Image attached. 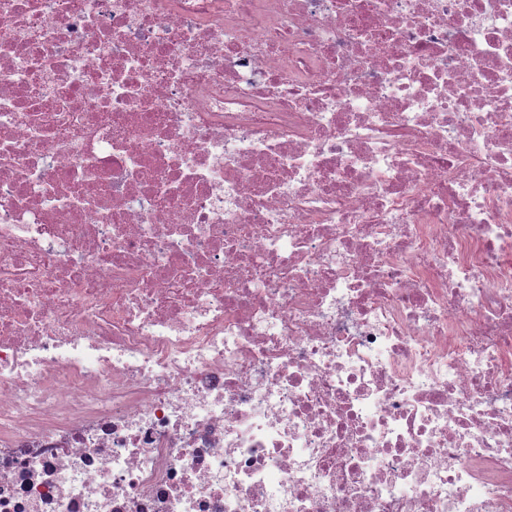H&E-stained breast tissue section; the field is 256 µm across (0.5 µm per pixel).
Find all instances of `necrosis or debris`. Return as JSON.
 Listing matches in <instances>:
<instances>
[{"instance_id": "1", "label": "necrosis or debris", "mask_w": 512, "mask_h": 512, "mask_svg": "<svg viewBox=\"0 0 512 512\" xmlns=\"http://www.w3.org/2000/svg\"><path fill=\"white\" fill-rule=\"evenodd\" d=\"M0 512H512V0H0Z\"/></svg>"}]
</instances>
